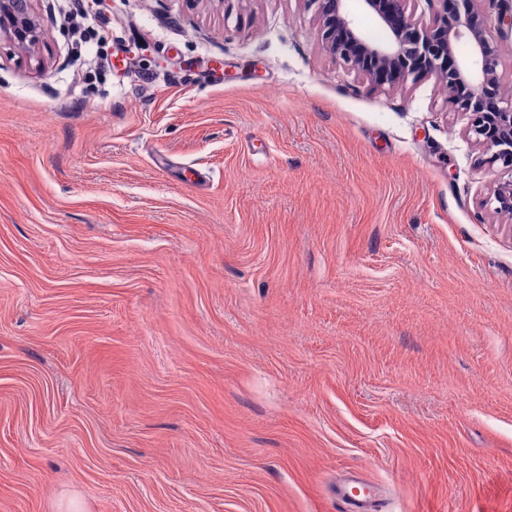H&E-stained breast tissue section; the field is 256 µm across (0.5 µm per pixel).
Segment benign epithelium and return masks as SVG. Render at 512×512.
I'll list each match as a JSON object with an SVG mask.
<instances>
[{"label": "benign epithelium", "mask_w": 512, "mask_h": 512, "mask_svg": "<svg viewBox=\"0 0 512 512\" xmlns=\"http://www.w3.org/2000/svg\"><path fill=\"white\" fill-rule=\"evenodd\" d=\"M316 6L326 51L376 88L435 77L448 103L469 116L468 136L487 153L486 163L510 175L498 183L487 204L512 216V98L503 92L499 57L480 24L477 0H441L442 12L429 25L408 13L409 0H360L384 31L375 41L360 29L346 0H307ZM19 48L37 40L32 0H0V40ZM469 53H457L460 45Z\"/></svg>", "instance_id": "7a95c632"}]
</instances>
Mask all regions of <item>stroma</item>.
Segmentation results:
<instances>
[{
	"label": "stroma",
	"instance_id": "stroma-1",
	"mask_svg": "<svg viewBox=\"0 0 512 512\" xmlns=\"http://www.w3.org/2000/svg\"><path fill=\"white\" fill-rule=\"evenodd\" d=\"M61 3L0 43V512H512L505 176L439 82L307 0H101L94 84ZM358 478L353 475L352 479L336 486V500L342 502L349 512H369L374 510L372 504L374 499L371 496L353 495L349 484L355 482Z\"/></svg>",
	"mask_w": 512,
	"mask_h": 512
}]
</instances>
